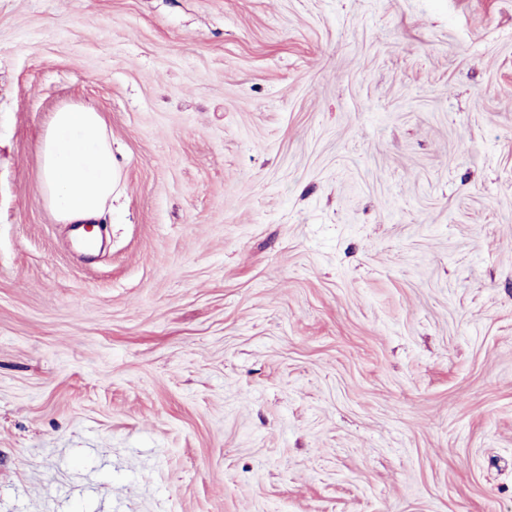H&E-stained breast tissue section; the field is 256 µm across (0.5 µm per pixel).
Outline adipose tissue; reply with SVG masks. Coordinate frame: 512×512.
<instances>
[{"label": "adipose tissue", "mask_w": 512, "mask_h": 512, "mask_svg": "<svg viewBox=\"0 0 512 512\" xmlns=\"http://www.w3.org/2000/svg\"><path fill=\"white\" fill-rule=\"evenodd\" d=\"M118 169L102 116L71 105L52 114L41 139L40 192L65 224H91L112 199Z\"/></svg>", "instance_id": "adipose-tissue-1"}]
</instances>
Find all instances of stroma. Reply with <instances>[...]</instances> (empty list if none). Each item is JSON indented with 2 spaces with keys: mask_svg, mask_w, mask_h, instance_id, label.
<instances>
[{
  "mask_svg": "<svg viewBox=\"0 0 512 512\" xmlns=\"http://www.w3.org/2000/svg\"><path fill=\"white\" fill-rule=\"evenodd\" d=\"M0 512H512V0H0ZM118 169L104 119L94 110L71 105L54 112L41 139L40 192L63 224H78L77 243L92 250L83 236L112 200Z\"/></svg>",
  "mask_w": 512,
  "mask_h": 512,
  "instance_id": "35a3bbf8",
  "label": "stroma"
}]
</instances>
